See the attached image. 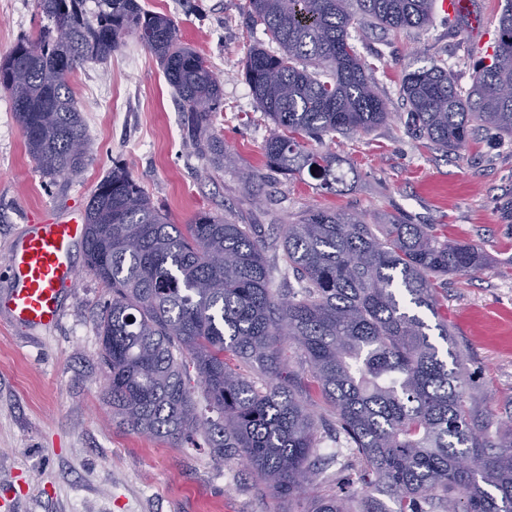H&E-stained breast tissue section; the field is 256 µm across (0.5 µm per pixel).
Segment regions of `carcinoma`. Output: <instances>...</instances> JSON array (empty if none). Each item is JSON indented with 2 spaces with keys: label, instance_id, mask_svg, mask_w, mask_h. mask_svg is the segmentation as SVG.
<instances>
[{
  "label": "carcinoma",
  "instance_id": "cac0c4a2",
  "mask_svg": "<svg viewBox=\"0 0 512 512\" xmlns=\"http://www.w3.org/2000/svg\"><path fill=\"white\" fill-rule=\"evenodd\" d=\"M46 20L35 40L0 57L34 171L77 175L90 161L83 109L70 76L104 64L135 35L158 59L180 102L185 142L215 169L224 140L212 132L224 88L208 61L179 40L174 20L139 0H36ZM434 0H246L247 24L279 51L257 42L243 74L273 128L263 150L283 175L307 173L333 190L346 184L336 156L315 145L370 131L390 116L371 68L350 43L354 16L393 33L426 26ZM70 41L56 40L58 28ZM489 61L460 88L433 63L405 71L407 124L436 150L458 154L480 130L512 139V0L498 19ZM87 268L112 293L98 329L107 396L119 425L172 446L203 431L213 457L243 460L262 488L292 502L320 474L309 462L333 408L334 440L354 456L364 489L359 512H512V415L489 435L465 401L464 357L440 315L436 288L479 269L483 251L451 242L432 224H384L325 209L306 211L270 240L254 224L202 212L173 224L117 163L85 211ZM282 251L295 284L273 292ZM435 319L428 325L418 311ZM447 344L430 340V330ZM295 345L298 373L282 368V344ZM189 357L212 418L183 380ZM258 365L259 388L241 372ZM306 512H353L350 494ZM392 500L395 510L375 494Z\"/></svg>",
  "mask_w": 512,
  "mask_h": 512
}]
</instances>
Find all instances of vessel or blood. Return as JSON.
Masks as SVG:
<instances>
[{
    "label": "vessel or blood",
    "instance_id": "vessel-or-blood-1",
    "mask_svg": "<svg viewBox=\"0 0 512 512\" xmlns=\"http://www.w3.org/2000/svg\"><path fill=\"white\" fill-rule=\"evenodd\" d=\"M438 6L449 18L467 19L473 30L485 25L474 0H438ZM83 236V218L78 214L31 225L11 248L10 283L0 296V314L28 328L54 326L62 314L61 298L78 277L73 255Z\"/></svg>",
    "mask_w": 512,
    "mask_h": 512
}]
</instances>
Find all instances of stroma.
Instances as JSON below:
<instances>
[{"instance_id":"1","label":"stroma","mask_w":512,"mask_h":512,"mask_svg":"<svg viewBox=\"0 0 512 512\" xmlns=\"http://www.w3.org/2000/svg\"><path fill=\"white\" fill-rule=\"evenodd\" d=\"M173 18L181 41L204 54L224 84L213 129L224 141V167L213 170L187 145L175 94L155 57L129 36L107 64L78 68L70 86L84 108L91 161L78 176L35 173L9 96L0 93V292L8 287L13 241L31 220L84 212L96 184L125 163L172 223L198 213L259 225L262 233L319 207L362 214L370 224L403 213L434 224L454 241L479 245L489 260L439 289L440 313L465 355L466 403L489 431L512 411V142L480 132L460 155H444L413 136L400 85L404 69L430 62L451 70L460 87L492 44L505 0H477L486 20L474 39L463 19L436 12L427 28L394 35L353 23L350 40L370 64L391 112L386 123L337 138L325 148L354 175L339 191L308 175L266 170L271 124L245 81L243 59L262 31H247L245 0H140ZM42 25L36 0H0V55ZM262 172L254 189L242 175ZM63 300L58 323L31 330L0 320V512H303L260 490L235 457L216 461L205 444L173 447L112 422L100 364L98 322L110 291L88 270ZM313 460L322 474L307 496L361 489L358 465L333 438Z\"/></svg>"}]
</instances>
